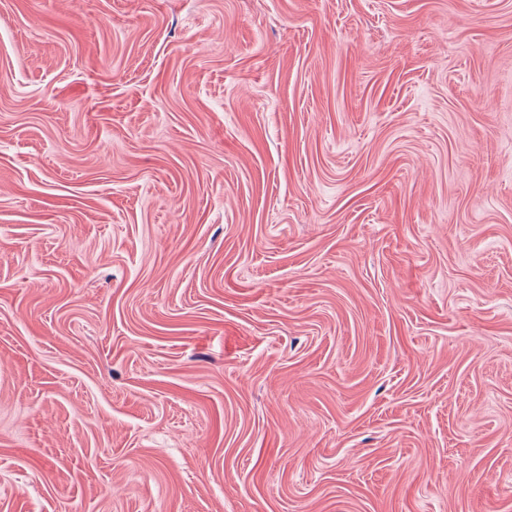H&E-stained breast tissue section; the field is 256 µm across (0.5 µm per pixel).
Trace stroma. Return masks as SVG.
I'll return each instance as SVG.
<instances>
[{
  "mask_svg": "<svg viewBox=\"0 0 512 512\" xmlns=\"http://www.w3.org/2000/svg\"><path fill=\"white\" fill-rule=\"evenodd\" d=\"M0 512H512V0H0Z\"/></svg>",
  "mask_w": 512,
  "mask_h": 512,
  "instance_id": "obj_1",
  "label": "stroma"
}]
</instances>
